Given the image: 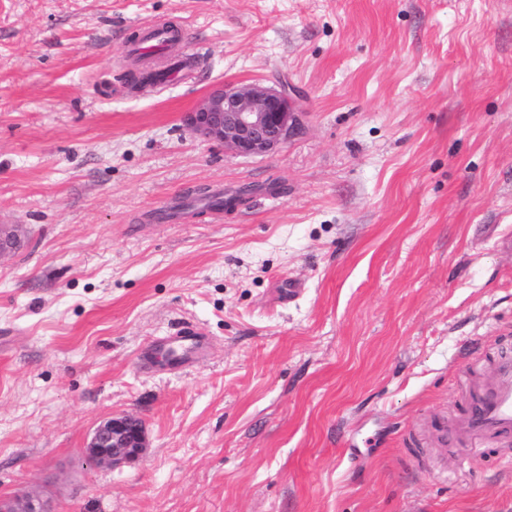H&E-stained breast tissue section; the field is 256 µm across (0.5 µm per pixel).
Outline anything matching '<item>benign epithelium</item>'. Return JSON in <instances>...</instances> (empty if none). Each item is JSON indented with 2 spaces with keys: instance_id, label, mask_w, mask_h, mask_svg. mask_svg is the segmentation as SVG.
<instances>
[{
  "instance_id": "obj_1",
  "label": "benign epithelium",
  "mask_w": 512,
  "mask_h": 512,
  "mask_svg": "<svg viewBox=\"0 0 512 512\" xmlns=\"http://www.w3.org/2000/svg\"><path fill=\"white\" fill-rule=\"evenodd\" d=\"M302 112L284 89L258 83L221 85L187 113L185 125L207 142L239 156H263L287 143L301 126ZM15 227L0 225V254L14 250ZM146 448L142 422L124 415L102 421L85 448L96 466L116 467L137 460ZM0 512H52L41 497L0 498Z\"/></svg>"
}]
</instances>
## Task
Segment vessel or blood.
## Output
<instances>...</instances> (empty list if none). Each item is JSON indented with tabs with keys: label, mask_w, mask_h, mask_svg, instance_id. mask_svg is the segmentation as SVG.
Wrapping results in <instances>:
<instances>
[{
	"label": "vessel or blood",
	"mask_w": 512,
	"mask_h": 512,
	"mask_svg": "<svg viewBox=\"0 0 512 512\" xmlns=\"http://www.w3.org/2000/svg\"><path fill=\"white\" fill-rule=\"evenodd\" d=\"M170 34L165 26L144 28L138 49L157 51L167 47ZM205 346L200 332L190 325L181 326L176 335L154 343L142 354L140 363L149 367L159 351H166L171 364L192 365ZM434 442L446 446L456 441L468 448H481L498 439H512V360H504L497 366L490 383L475 386L469 395L466 408L455 420H438L431 428Z\"/></svg>",
	"instance_id": "1"
}]
</instances>
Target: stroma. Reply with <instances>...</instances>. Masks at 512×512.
<instances>
[{
    "label": "stroma",
    "mask_w": 512,
    "mask_h": 512,
    "mask_svg": "<svg viewBox=\"0 0 512 512\" xmlns=\"http://www.w3.org/2000/svg\"><path fill=\"white\" fill-rule=\"evenodd\" d=\"M157 22L182 70L141 84ZM248 82L302 109L282 148L184 127ZM0 224V497L512 512V445H423L512 358V0H0ZM183 322L207 353L142 368ZM122 415L144 454L92 465ZM170 44V33L163 25L150 26L143 29L139 42L131 51H159ZM146 448L142 422L124 415L102 421L85 448L95 466L116 467L137 460Z\"/></svg>",
    "instance_id": "stroma-1"
}]
</instances>
